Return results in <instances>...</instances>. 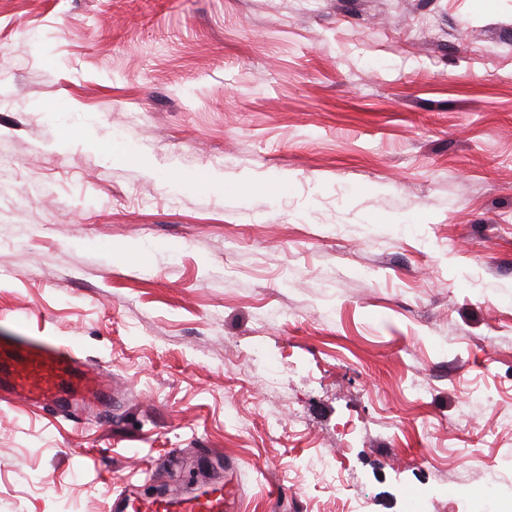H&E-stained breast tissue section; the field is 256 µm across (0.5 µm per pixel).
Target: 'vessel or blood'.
I'll return each instance as SVG.
<instances>
[{"mask_svg": "<svg viewBox=\"0 0 512 512\" xmlns=\"http://www.w3.org/2000/svg\"><path fill=\"white\" fill-rule=\"evenodd\" d=\"M109 384L73 349L21 336H0V403H24L58 413H93L111 400ZM232 480L189 494L129 497L119 493V512H236Z\"/></svg>", "mask_w": 512, "mask_h": 512, "instance_id": "vessel-or-blood-1", "label": "vessel or blood"}]
</instances>
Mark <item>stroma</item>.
Masks as SVG:
<instances>
[{
    "mask_svg": "<svg viewBox=\"0 0 512 512\" xmlns=\"http://www.w3.org/2000/svg\"><path fill=\"white\" fill-rule=\"evenodd\" d=\"M1 331L115 401L0 403V512L512 496V0H0ZM239 491L232 479L197 493L130 498L121 491L116 507L127 512H232L238 507Z\"/></svg>",
    "mask_w": 512,
    "mask_h": 512,
    "instance_id": "1",
    "label": "stroma"
}]
</instances>
